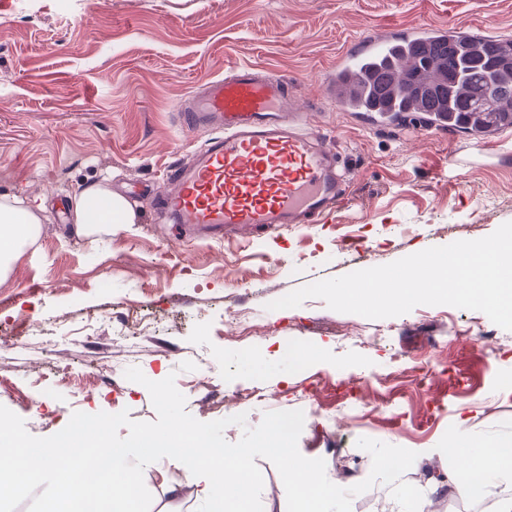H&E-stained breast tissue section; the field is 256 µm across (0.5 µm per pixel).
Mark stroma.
Segmentation results:
<instances>
[{"label": "stroma", "instance_id": "35a3bbf8", "mask_svg": "<svg viewBox=\"0 0 512 512\" xmlns=\"http://www.w3.org/2000/svg\"><path fill=\"white\" fill-rule=\"evenodd\" d=\"M463 18L512 38V0H0V196L46 199L34 244L0 276V405L47 437L73 412L128 411L156 420L148 390L128 381L174 376L186 410L240 440L265 413L313 400L300 453L340 480H365L367 437L417 452L403 481L427 512H493L458 501L426 469H447L450 438L512 436V331L482 312L420 305L368 319L311 298L268 304L310 283L384 265L431 246L475 240L512 221V130L479 139L420 120L351 112L323 95L336 61L366 34L401 40L420 23ZM251 65L282 78L345 170V200L313 224L221 240L163 220L168 173L203 146L176 104L207 81ZM111 173L140 216L130 230L86 236L71 196ZM135 336L116 337L113 324ZM491 337L495 361L467 342ZM431 355L420 385L410 367ZM261 386L265 401L232 402ZM365 416L351 419L352 407ZM170 498L144 470L149 512H197L181 469Z\"/></svg>", "mask_w": 512, "mask_h": 512}]
</instances>
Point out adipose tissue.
<instances>
[{"label":"adipose tissue","mask_w":512,"mask_h":512,"mask_svg":"<svg viewBox=\"0 0 512 512\" xmlns=\"http://www.w3.org/2000/svg\"><path fill=\"white\" fill-rule=\"evenodd\" d=\"M69 207L75 224L88 236L138 221L130 202L113 192L107 178L74 194ZM43 211V203L34 200L16 195L0 197V275L6 273L22 245L36 242ZM452 457L448 484L454 492L477 485L493 494L495 478L512 473V438L488 443L462 440L457 442Z\"/></svg>","instance_id":"adipose-tissue-1"}]
</instances>
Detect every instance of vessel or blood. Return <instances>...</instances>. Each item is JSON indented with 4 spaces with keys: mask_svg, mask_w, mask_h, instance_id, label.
Here are the masks:
<instances>
[{
    "mask_svg": "<svg viewBox=\"0 0 512 512\" xmlns=\"http://www.w3.org/2000/svg\"><path fill=\"white\" fill-rule=\"evenodd\" d=\"M409 40L477 41L467 22L445 27L411 28ZM391 42L370 36L363 53L343 55L337 77L324 86L327 97L340 94L339 75L360 71L363 54L381 56ZM285 81L259 75L242 66L208 83L190 96L180 117L187 129L210 137L193 162L171 170V190L161 201L162 213L177 224H194L212 235L226 228L310 224L337 204L347 182L322 140L305 130L302 114L289 110Z\"/></svg>",
    "mask_w": 512,
    "mask_h": 512,
    "instance_id": "b4317fda",
    "label": "vessel or blood"
}]
</instances>
